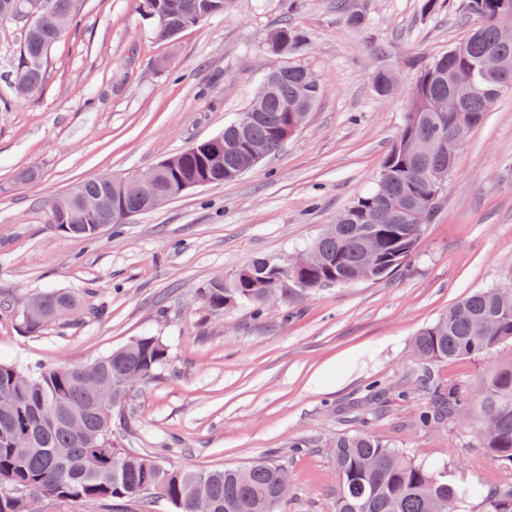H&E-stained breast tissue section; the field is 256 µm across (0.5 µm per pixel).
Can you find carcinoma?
<instances>
[{
    "label": "carcinoma",
    "mask_w": 512,
    "mask_h": 512,
    "mask_svg": "<svg viewBox=\"0 0 512 512\" xmlns=\"http://www.w3.org/2000/svg\"><path fill=\"white\" fill-rule=\"evenodd\" d=\"M64 28L43 24L34 35L21 34L14 81L37 89L43 64L53 45L78 23L79 0H51ZM167 11L148 20L156 38L172 40L194 18L206 21L221 15L229 0H156ZM512 0H468L467 9L481 23L464 38L422 64L416 74L408 108L395 143L377 176L375 188L357 198L336 218L331 229L309 246L316 263L303 277L299 290L309 294L365 273L382 279L402 267L415 253L424 225L415 212L427 210L434 219L444 188L455 168L457 152L468 127L479 126L500 97L512 93V40L503 39L493 22L502 5ZM308 45L306 33L283 25L266 40L267 51L283 59L267 76L247 111L254 118L243 126H224L223 177L213 169L209 151L188 153L168 174L172 183L211 178L221 184L252 169L248 146L263 143L268 154L278 152L283 137L321 94V83L305 65L290 61ZM468 67L474 86L455 84L456 71ZM454 93L463 112H445L439 101ZM124 217L112 220V190L94 181L73 188L72 196L54 200L51 223L66 237L91 238L86 232L90 212L98 223L124 224L144 211L134 179L117 191ZM271 269L252 263L247 271L223 286H206L200 296L214 315L238 303L265 312L260 299L262 279ZM73 299L66 292L42 295L40 312L21 321L29 333L40 331L64 314ZM512 345V276L499 285L472 292L413 340V353L423 366L421 382L428 390L427 406L416 426L435 430L453 420L475 416L483 448L504 469H512V358L492 366L477 388V407L456 384L433 385L428 366L494 352ZM170 361L168 346L147 333L136 337L118 354L112 352L88 364L23 367L0 363V393L17 404L13 414L0 412V512H27L30 496H53L86 503L112 500L118 505L143 503L151 496L164 500L172 512H286L288 483L283 464L259 460L244 467L187 473L120 447L112 433V414L127 395L121 380L132 374L151 381ZM82 411L84 435L69 425L73 412ZM26 431V442L13 433ZM332 453L339 491L335 512H436L453 497L457 512H471L480 500L483 512H512V487L485 489L448 481L440 464L418 462L403 449L360 429L336 435ZM501 502L495 511L486 507Z\"/></svg>",
    "instance_id": "obj_1"
}]
</instances>
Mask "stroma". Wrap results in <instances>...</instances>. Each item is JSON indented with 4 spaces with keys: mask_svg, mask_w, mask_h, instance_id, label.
<instances>
[{
    "mask_svg": "<svg viewBox=\"0 0 512 512\" xmlns=\"http://www.w3.org/2000/svg\"><path fill=\"white\" fill-rule=\"evenodd\" d=\"M282 2L231 0L161 41L137 0H82L77 35L53 46L42 87L23 99L10 86L19 24L0 19V361L85 364L142 333L160 336L170 361L114 418L121 446L188 471L280 460L287 512H335L329 445L352 425L447 464L455 482L512 486L465 421L416 427L426 394L412 356L423 327L512 275V94L465 138L441 208L398 271L308 295L292 288L261 316L248 305L217 316L201 300L211 279L254 258L296 254L373 188L418 66L473 23L466 0L431 16L423 0H298L291 13ZM284 19L309 36L299 61L323 92L279 152L95 239L54 231L51 203L76 184L134 177L220 134L277 65L265 39ZM380 69L396 75L395 93L376 91ZM28 167L39 181L19 180ZM50 290L74 306L26 332L19 301ZM509 357L505 346L429 371L472 394ZM373 383L388 397L379 413Z\"/></svg>",
    "mask_w": 512,
    "mask_h": 512,
    "instance_id": "obj_1",
    "label": "stroma"
}]
</instances>
